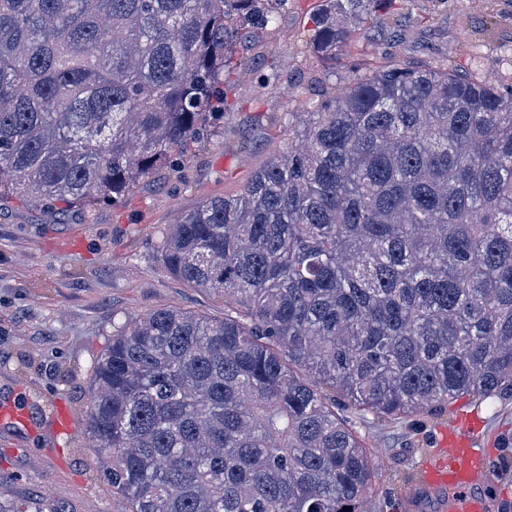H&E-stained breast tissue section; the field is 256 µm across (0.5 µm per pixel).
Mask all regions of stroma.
Here are the masks:
<instances>
[{
  "label": "stroma",
  "mask_w": 512,
  "mask_h": 512,
  "mask_svg": "<svg viewBox=\"0 0 512 512\" xmlns=\"http://www.w3.org/2000/svg\"><path fill=\"white\" fill-rule=\"evenodd\" d=\"M324 0H288L262 32L243 34L224 70L229 100L218 133L180 171L140 180L117 205L0 206V400L29 393L35 417L67 405L83 419L88 380L114 324L158 308L214 318L220 296L164 271L159 242L177 213L234 195L282 151L299 113L352 77L394 63L429 65L512 85V0H388L356 24L327 60L310 39ZM374 460L365 512H410L405 494L441 427L460 412L484 424L497 473L496 512H512V397L465 396L435 414L380 418L336 404ZM123 512L85 430L46 449L33 434L0 431V512Z\"/></svg>",
  "instance_id": "35a3bbf8"
}]
</instances>
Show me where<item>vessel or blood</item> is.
I'll list each match as a JSON object with an SVG mask.
<instances>
[{
	"mask_svg": "<svg viewBox=\"0 0 512 512\" xmlns=\"http://www.w3.org/2000/svg\"><path fill=\"white\" fill-rule=\"evenodd\" d=\"M0 427L30 429V416L19 405H2ZM43 431L52 440L73 434V417L69 409L59 408L45 422ZM483 437V424L474 417L466 426H459L454 421L441 429L436 448L423 458L411 487L409 502L412 512H418L420 495L436 496L446 492L456 494L457 512H489V490L493 479L488 469L489 451L481 446Z\"/></svg>",
	"mask_w": 512,
	"mask_h": 512,
	"instance_id": "vessel-or-blood-1",
	"label": "vessel or blood"
}]
</instances>
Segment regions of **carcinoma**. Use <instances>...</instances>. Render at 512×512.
<instances>
[{
  "mask_svg": "<svg viewBox=\"0 0 512 512\" xmlns=\"http://www.w3.org/2000/svg\"><path fill=\"white\" fill-rule=\"evenodd\" d=\"M327 0L336 55L366 3ZM271 0H0V205L120 203L224 115ZM166 272L224 317L112 329L85 430L127 512H363L336 399L410 416L512 395V87L394 64L299 118L243 192L180 214Z\"/></svg>",
  "mask_w": 512,
  "mask_h": 512,
  "instance_id": "carcinoma-1",
  "label": "carcinoma"
}]
</instances>
